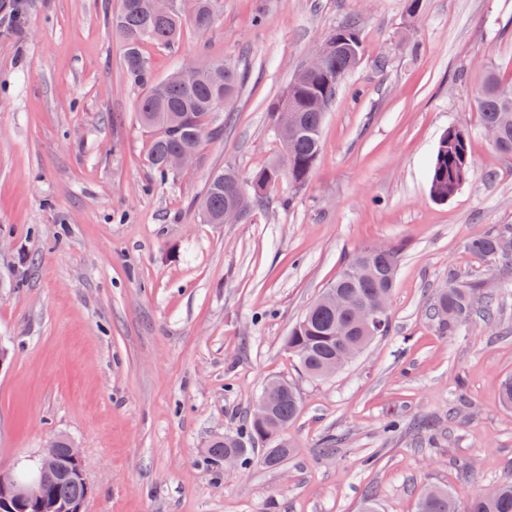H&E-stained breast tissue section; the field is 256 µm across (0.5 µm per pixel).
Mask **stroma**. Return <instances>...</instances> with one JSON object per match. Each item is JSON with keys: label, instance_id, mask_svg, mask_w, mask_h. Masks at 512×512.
Segmentation results:
<instances>
[{"label": "stroma", "instance_id": "1", "mask_svg": "<svg viewBox=\"0 0 512 512\" xmlns=\"http://www.w3.org/2000/svg\"><path fill=\"white\" fill-rule=\"evenodd\" d=\"M420 3L217 0L206 34L187 20L173 44H144L159 81L223 58L245 76L194 166L161 184L112 26L120 0H0V470L70 437L86 512H361L368 495L416 512L431 486L464 505L512 481V260L467 249L512 228V156L475 105L482 65L512 78V0ZM350 19L364 55L309 181L271 187L246 223H203L210 176L278 154L275 106ZM451 126L475 176L440 202L428 169ZM382 244L401 248L389 332L306 379L286 337L353 251ZM455 279L495 295L493 323L442 332L429 308ZM274 378L300 395L292 455L211 460Z\"/></svg>", "mask_w": 512, "mask_h": 512}]
</instances>
